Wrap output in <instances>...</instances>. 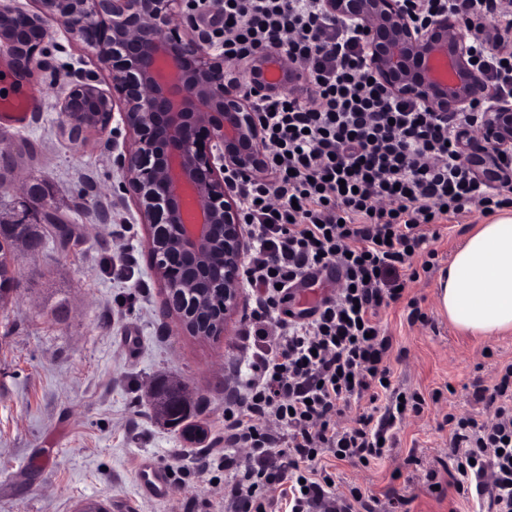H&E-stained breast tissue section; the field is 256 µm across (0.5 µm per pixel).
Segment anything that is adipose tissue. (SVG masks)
Listing matches in <instances>:
<instances>
[{"label":"adipose tissue","mask_w":512,"mask_h":512,"mask_svg":"<svg viewBox=\"0 0 512 512\" xmlns=\"http://www.w3.org/2000/svg\"><path fill=\"white\" fill-rule=\"evenodd\" d=\"M438 304L461 331H512V211L484 218L456 250Z\"/></svg>","instance_id":"ef3b65f1"}]
</instances>
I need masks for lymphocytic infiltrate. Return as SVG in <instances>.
I'll return each mask as SVG.
<instances>
[{"label": "lymphocytic infiltrate", "instance_id": "lymphocytic-infiltrate-1", "mask_svg": "<svg viewBox=\"0 0 512 512\" xmlns=\"http://www.w3.org/2000/svg\"><path fill=\"white\" fill-rule=\"evenodd\" d=\"M193 0L224 62L281 53L304 86L255 103L263 178L237 188L250 243L240 285L255 297L224 420V512H376L359 488L336 493L323 455L354 465L396 442L418 393L392 387L380 311L419 278L414 255L433 226L512 196L475 176L456 142L470 112L437 115L392 95L368 62L363 33L326 0ZM417 22L440 12L512 26L504 0H414ZM487 92L512 98V54L473 41ZM326 279L317 304L286 314L299 288ZM471 397L485 419L448 414V458L459 495L479 512H512V363ZM368 399L353 425L338 422Z\"/></svg>", "mask_w": 512, "mask_h": 512}]
</instances>
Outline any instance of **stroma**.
Returning a JSON list of instances; mask_svg holds the SVG:
<instances>
[{
  "label": "stroma",
  "mask_w": 512,
  "mask_h": 512,
  "mask_svg": "<svg viewBox=\"0 0 512 512\" xmlns=\"http://www.w3.org/2000/svg\"><path fill=\"white\" fill-rule=\"evenodd\" d=\"M41 64L13 83L39 109L26 126L0 120V212L21 209L19 181L47 182L52 202L70 221L73 238L20 260L21 290L0 306V512H76L98 501L109 512H222L224 458L206 475L195 461L224 434L230 367L240 357L241 318L252 302L242 294L226 335L201 340L182 333L151 270L146 230L135 204L114 207L124 174L114 162L128 138L123 125L75 143L60 131L57 98L75 75L110 89L95 53L65 27L51 24ZM480 214L452 221L434 242L427 273L381 312L392 339L393 385L426 396L420 415L399 426L396 447L366 467L338 464L335 488L356 487L387 502L408 498V512H472L438 461L448 453V411L484 419L470 393L477 380L512 363V333L481 338L459 332L437 303L439 278ZM133 250V276L120 269L117 243ZM425 322L410 323L411 309ZM162 377L185 380L194 410L190 425L204 437L188 443L158 423L146 395ZM150 456L167 471L159 500L138 491L136 470Z\"/></svg>",
  "instance_id": "obj_1"
}]
</instances>
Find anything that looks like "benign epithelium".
Listing matches in <instances>:
<instances>
[{"mask_svg": "<svg viewBox=\"0 0 512 512\" xmlns=\"http://www.w3.org/2000/svg\"><path fill=\"white\" fill-rule=\"evenodd\" d=\"M39 10L0 6V45L20 75L30 73L59 22L107 69L112 90L76 76L57 107L74 142L103 132L115 117L130 134L116 158L123 191L147 226L153 271L170 298L198 294L189 313L173 310L181 329L209 339L226 333L239 304L240 270L249 243L229 176L262 175V141L254 101L288 86L287 65L261 52L238 75L224 56L189 36L177 19L178 0H39ZM409 0H327L330 14L365 32L369 62L395 96L438 114L479 110L477 139L457 143L479 176L496 180L493 165L512 157V100L480 106L486 91L472 58L476 24L446 12L420 27ZM482 38L512 51V29L479 27Z\"/></svg>", "mask_w": 512, "mask_h": 512, "instance_id": "1", "label": "benign epithelium"}]
</instances>
